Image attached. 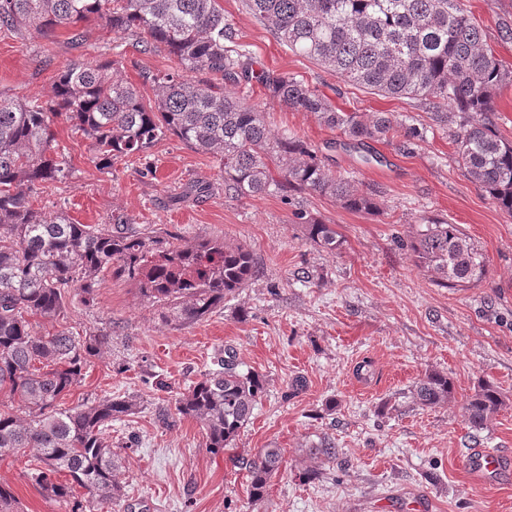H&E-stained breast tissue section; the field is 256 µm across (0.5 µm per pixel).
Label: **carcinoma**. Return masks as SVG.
<instances>
[{
	"label": "carcinoma",
	"instance_id": "carcinoma-1",
	"mask_svg": "<svg viewBox=\"0 0 512 512\" xmlns=\"http://www.w3.org/2000/svg\"><path fill=\"white\" fill-rule=\"evenodd\" d=\"M276 41L337 77L381 95L416 99L435 121L453 115L459 163L469 179L512 216V142L496 128L499 92L512 70L486 43L484 30L461 0H242ZM94 22L128 34L149 54L167 51L176 70L143 71L155 98L147 103L122 76V54L102 63H78L55 75L45 100L0 96V393L24 414L0 409V458L29 450L43 464L41 491L81 512L83 502L122 498L121 458L106 441L112 421L136 413L137 403L105 397L73 408L59 400L81 382L83 368L104 353L107 337H76L63 328L40 333L32 317L57 320L70 289L94 300L99 276L131 282L141 296L182 323L204 320L224 297L256 276L253 249L221 239L175 242L154 230L75 224L32 207L46 185L69 175L57 152L54 126L63 120L92 142L93 162L112 170L115 161L147 152L173 136L184 146L219 160L224 196L318 194L350 210L372 212L377 202L344 177L325 169L318 153L297 135L271 133L266 113L224 95V83H258L279 104L313 112L350 141L410 145L424 132L391 112H344L286 73H255L234 42L219 0H0V33L67 32L83 41L81 26ZM204 75L202 79L186 73ZM308 242L341 249V236L306 210L295 212ZM418 268L441 287H468L485 275L483 254L454 224L425 218L407 243ZM453 383L428 372L411 390L413 402L434 408L453 396ZM264 392L263 377L243 370L230 350L220 369L208 372L175 399L176 414L199 423L216 453L231 445L251 419ZM508 397L480 383L463 405L469 428L479 432L507 406ZM284 463L281 448L242 459L251 501L264 499ZM64 472L70 482L55 476ZM83 490V499L75 489Z\"/></svg>",
	"mask_w": 512,
	"mask_h": 512
}]
</instances>
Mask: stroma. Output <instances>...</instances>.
Segmentation results:
<instances>
[{
    "label": "stroma",
    "instance_id": "1",
    "mask_svg": "<svg viewBox=\"0 0 512 512\" xmlns=\"http://www.w3.org/2000/svg\"><path fill=\"white\" fill-rule=\"evenodd\" d=\"M220 4L255 70L297 77L343 111L390 112L425 124L427 133L405 150L373 140L348 147L339 130L314 113L288 110L260 85H225V95L266 112L272 134L306 139L326 168L374 192L378 211L367 214L314 194L288 205L275 194L227 198L218 160L172 136L149 149L146 164L120 162L106 173L84 136L56 124L71 175L42 189L34 208L77 224L152 225L186 240L245 243L260 264L245 288L196 323H164L157 304L108 272L93 304L71 294L66 327L106 333L108 343L61 406L111 395L140 405L105 432L123 458V498L84 503V512H410L415 504L424 512H512V484L477 479L460 464L477 447L512 456V217L465 176L449 133L419 103L345 82L278 43L242 0ZM462 6L512 67V42L498 38L501 26H512V0ZM83 31L76 47L61 35L0 36V95L49 97L59 70L119 49L122 74L134 83L140 70L176 66L166 51L131 50L126 33L95 23ZM200 184L209 188L202 198ZM298 208L336 228L340 253L307 243L293 216ZM424 216L457 225L478 246L486 261L481 281L441 288L415 266L405 244ZM226 349L263 375L265 391L234 447L216 453L198 423L175 415L174 400ZM429 371L447 375L454 395L422 408L410 390ZM482 380L509 403L476 433L462 407ZM326 438L340 450L336 461L311 453ZM264 448L284 449L287 466L255 504L240 461ZM39 468L26 452L0 460V483L22 512H70L41 493Z\"/></svg>",
    "mask_w": 512,
    "mask_h": 512
}]
</instances>
